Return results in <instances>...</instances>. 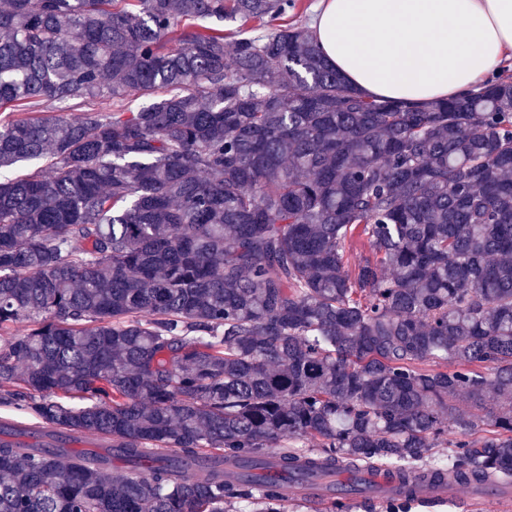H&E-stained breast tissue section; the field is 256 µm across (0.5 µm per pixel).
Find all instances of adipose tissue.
<instances>
[{
	"mask_svg": "<svg viewBox=\"0 0 512 512\" xmlns=\"http://www.w3.org/2000/svg\"><path fill=\"white\" fill-rule=\"evenodd\" d=\"M320 51L366 97L455 100L512 53V0H321Z\"/></svg>",
	"mask_w": 512,
	"mask_h": 512,
	"instance_id": "adipose-tissue-1",
	"label": "adipose tissue"
}]
</instances>
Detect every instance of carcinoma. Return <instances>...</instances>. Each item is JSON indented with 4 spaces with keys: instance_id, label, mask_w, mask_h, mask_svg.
<instances>
[{
    "instance_id": "obj_1",
    "label": "carcinoma",
    "mask_w": 512,
    "mask_h": 512,
    "mask_svg": "<svg viewBox=\"0 0 512 512\" xmlns=\"http://www.w3.org/2000/svg\"><path fill=\"white\" fill-rule=\"evenodd\" d=\"M294 7H0V107L89 105L0 124V331L30 324L0 403L100 447L0 440V512H285L273 466L512 481V79L370 100Z\"/></svg>"
}]
</instances>
